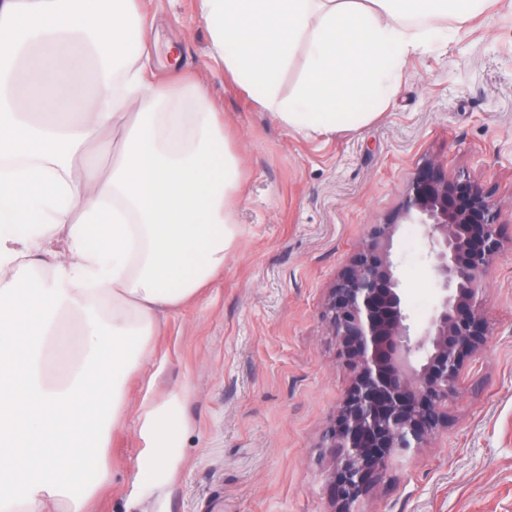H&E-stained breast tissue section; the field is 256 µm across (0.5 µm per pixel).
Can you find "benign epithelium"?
<instances>
[{
  "instance_id": "obj_1",
  "label": "benign epithelium",
  "mask_w": 512,
  "mask_h": 512,
  "mask_svg": "<svg viewBox=\"0 0 512 512\" xmlns=\"http://www.w3.org/2000/svg\"><path fill=\"white\" fill-rule=\"evenodd\" d=\"M498 218L491 189L425 158L330 288L323 318L351 373L325 432L333 512H349L393 457L448 426L463 368L492 336L483 292L504 248ZM401 224L422 228L438 290L418 334L392 259Z\"/></svg>"
}]
</instances>
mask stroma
Masks as SVG:
<instances>
[{
  "instance_id": "1",
  "label": "stroma",
  "mask_w": 512,
  "mask_h": 512,
  "mask_svg": "<svg viewBox=\"0 0 512 512\" xmlns=\"http://www.w3.org/2000/svg\"><path fill=\"white\" fill-rule=\"evenodd\" d=\"M137 4L154 81L204 85L224 115L241 160L237 243L223 274L162 320L151 362L129 379L98 512H331L324 434L350 372L322 312L426 157L494 193L507 244L485 283L492 340L465 365L447 429L395 458L350 510L512 512V0L451 22L448 40L407 61L378 117L329 135L289 129L232 82L198 0ZM394 258L422 330L415 303L437 290L415 225L399 226ZM147 400L178 401L182 425L169 463L141 479L135 415Z\"/></svg>"
}]
</instances>
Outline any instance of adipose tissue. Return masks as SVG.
<instances>
[{
    "label": "adipose tissue",
    "instance_id": "adipose-tissue-1",
    "mask_svg": "<svg viewBox=\"0 0 512 512\" xmlns=\"http://www.w3.org/2000/svg\"><path fill=\"white\" fill-rule=\"evenodd\" d=\"M199 2L235 82L328 135L375 118L406 61L489 0ZM141 48L134 0H0V512H93L126 378L235 244L224 123L204 87L156 86ZM137 420L145 477L180 421L172 402ZM307 67V50L300 45L291 59L288 68L277 79L281 98H288L300 84Z\"/></svg>",
    "mask_w": 512,
    "mask_h": 512
}]
</instances>
